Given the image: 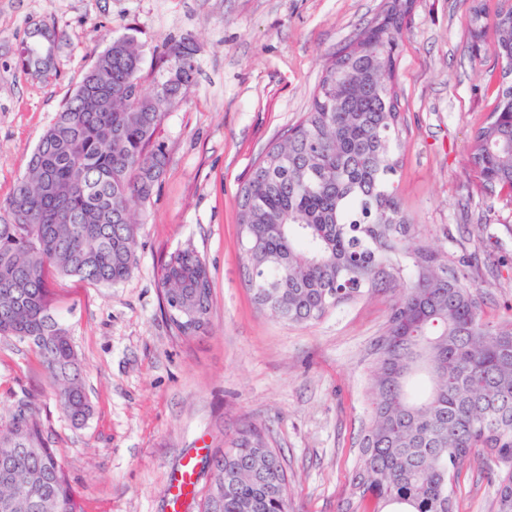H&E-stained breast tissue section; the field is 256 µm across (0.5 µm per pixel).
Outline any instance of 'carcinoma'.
Listing matches in <instances>:
<instances>
[{
  "label": "carcinoma",
  "instance_id": "obj_1",
  "mask_svg": "<svg viewBox=\"0 0 512 512\" xmlns=\"http://www.w3.org/2000/svg\"><path fill=\"white\" fill-rule=\"evenodd\" d=\"M329 58L306 116L254 163L239 196V243L254 304L308 325L375 292L395 293L371 349L369 421L342 512H459L453 482L482 450L503 466L489 512H512V322L486 320L467 274L418 240L395 177L403 117L394 76L411 0H387ZM512 77V6L474 8ZM193 44L170 41L153 92L133 35L95 59L0 202V335L32 345L70 423L91 414L83 367L49 298L46 272L102 286L137 266V209L166 155L155 135L195 81ZM469 168L512 191V80L499 84L475 134ZM165 309L180 336L206 329L213 280L190 244L160 266ZM224 496L198 512H293L279 451L252 428L224 449ZM14 512H81L61 453L31 401L0 426V502Z\"/></svg>",
  "mask_w": 512,
  "mask_h": 512
}]
</instances>
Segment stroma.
Returning a JSON list of instances; mask_svg holds the SVG:
<instances>
[{
	"label": "stroma",
	"instance_id": "obj_1",
	"mask_svg": "<svg viewBox=\"0 0 512 512\" xmlns=\"http://www.w3.org/2000/svg\"><path fill=\"white\" fill-rule=\"evenodd\" d=\"M384 0H0V200L40 136L111 39L130 34L152 90L170 39L198 48L195 86L164 117L167 165L143 210L138 265L123 283L48 276L50 298L85 366L92 413L63 416L34 348L0 336V423L29 395L66 462L82 512H171L169 486L189 453L263 432L286 462L295 512H341L368 423L370 348L392 296L375 293L312 325L256 309L238 240L240 189L260 153L306 112L329 57ZM504 0H412L395 75L404 118L398 194L421 237L467 268L486 320H512V194L468 168L501 80L474 49L470 16ZM61 35L48 71L20 63L40 26ZM193 245L213 279L205 332L177 335L160 295L168 253ZM494 458L455 486L459 512H489Z\"/></svg>",
	"mask_w": 512,
	"mask_h": 512
}]
</instances>
